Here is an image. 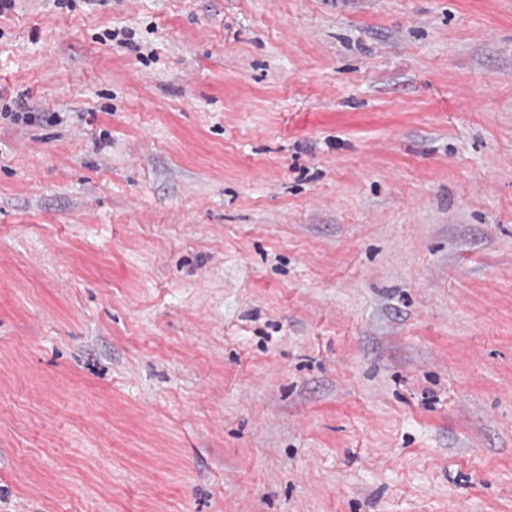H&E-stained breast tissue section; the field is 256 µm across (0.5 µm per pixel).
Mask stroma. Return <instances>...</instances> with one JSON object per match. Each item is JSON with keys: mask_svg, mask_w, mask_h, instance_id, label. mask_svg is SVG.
<instances>
[{"mask_svg": "<svg viewBox=\"0 0 512 512\" xmlns=\"http://www.w3.org/2000/svg\"><path fill=\"white\" fill-rule=\"evenodd\" d=\"M0 512H512V0H12Z\"/></svg>", "mask_w": 512, "mask_h": 512, "instance_id": "1", "label": "stroma"}]
</instances>
